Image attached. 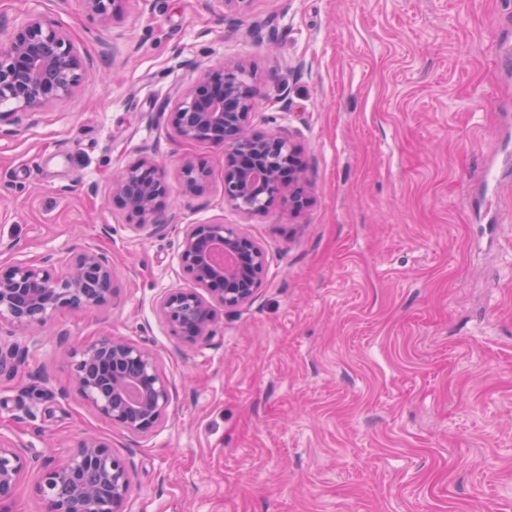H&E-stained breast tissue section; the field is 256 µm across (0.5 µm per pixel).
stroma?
Listing matches in <instances>:
<instances>
[{
    "instance_id": "1",
    "label": "stroma",
    "mask_w": 512,
    "mask_h": 512,
    "mask_svg": "<svg viewBox=\"0 0 512 512\" xmlns=\"http://www.w3.org/2000/svg\"><path fill=\"white\" fill-rule=\"evenodd\" d=\"M34 15L91 68L0 136V265L103 250L114 294L58 312L0 375V432L58 459L110 442L126 512H512V0H127L103 25L79 0H0V42ZM227 60L260 78L253 129L298 148L307 207L225 205L221 151L160 114ZM191 152L213 169L201 197L180 193ZM146 154L171 187L155 234L110 201ZM213 222L267 270L189 350L155 302L188 285L186 225ZM62 331L154 352L172 400L152 435L66 389Z\"/></svg>"
}]
</instances>
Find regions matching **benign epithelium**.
I'll return each mask as SVG.
<instances>
[{"mask_svg":"<svg viewBox=\"0 0 512 512\" xmlns=\"http://www.w3.org/2000/svg\"><path fill=\"white\" fill-rule=\"evenodd\" d=\"M122 2L81 5L105 24L120 13ZM88 75L87 61L65 31L43 16L29 18L0 44V101L14 105V111L0 113V122L15 124L29 111L70 96ZM259 99L254 71L225 61L202 69L188 90L160 108L184 144L224 152V204L247 216L306 202L305 167L290 139L253 129ZM180 174L182 193L200 196L209 186L211 166L188 154ZM168 193L162 170L148 156L112 179V202L130 217L151 219L155 231L165 224L159 199ZM178 258L191 286L161 294L156 311L173 335L193 347L213 335L216 307L234 309L254 298L267 258L254 239L216 222L187 225ZM112 294V258L101 250L73 248L41 266L19 261L0 267V330L20 338L0 344V373L12 374L24 364L28 346L40 342L38 330L58 311H94ZM58 342L67 349L69 386L100 417L133 437L156 431L172 393L151 350L110 334L78 344L62 334ZM31 469L39 473L34 493L45 512H125L132 493L130 461L98 437L83 438L55 460L0 433V512H11L15 486Z\"/></svg>","mask_w":512,"mask_h":512,"instance_id":"1","label":"benign epithelium"}]
</instances>
